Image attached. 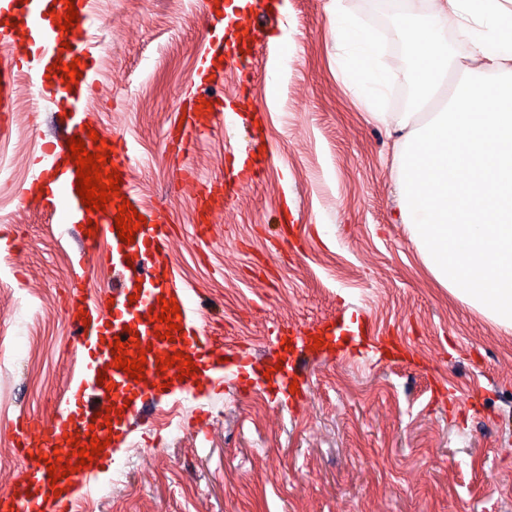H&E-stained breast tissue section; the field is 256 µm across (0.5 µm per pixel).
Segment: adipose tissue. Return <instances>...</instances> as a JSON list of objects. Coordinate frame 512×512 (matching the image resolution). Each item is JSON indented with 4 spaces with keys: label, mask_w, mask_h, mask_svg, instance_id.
Segmentation results:
<instances>
[{
    "label": "adipose tissue",
    "mask_w": 512,
    "mask_h": 512,
    "mask_svg": "<svg viewBox=\"0 0 512 512\" xmlns=\"http://www.w3.org/2000/svg\"><path fill=\"white\" fill-rule=\"evenodd\" d=\"M328 10L339 72L371 119L398 134L400 208L424 267L511 332L512 0H426L400 30L399 76L414 89L403 112L383 105L394 77L374 64L375 35L345 0ZM457 44L464 56L454 53Z\"/></svg>",
    "instance_id": "ef3b65f1"
}]
</instances>
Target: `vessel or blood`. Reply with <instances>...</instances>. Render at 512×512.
<instances>
[{
    "mask_svg": "<svg viewBox=\"0 0 512 512\" xmlns=\"http://www.w3.org/2000/svg\"><path fill=\"white\" fill-rule=\"evenodd\" d=\"M78 18L70 31H62L54 23V14H65V0H0V116L9 117L15 105V84L19 73H26L40 99L47 101L69 115V123L62 138L49 140L41 146V158L46 166L36 183L33 196L36 205L48 210L60 224H92L93 234L82 236L79 265L89 264L95 257L101 237L110 240V255L121 264V282L113 289V306L100 310L97 304L77 292H70L66 309L70 318L78 323V336L74 350L83 360V370L71 385L62 408L47 426L34 418L18 417L13 423L16 448L22 462V475L11 486L0 490V512H73L78 490L83 489L87 469L61 479L62 494H55L48 477L45 460L53 454L72 453V438L81 445H89L91 438L109 440L93 468L111 463L112 454L124 443L128 425L138 412L142 400L162 394L164 389L186 395L196 394L200 385L210 384L212 377L223 370V343L209 336L193 322L194 301L181 288L176 272L165 260L171 227L163 211L146 212V223L135 232L134 243L122 242L115 227V218L122 201H136L135 190L126 175L136 158L135 143L123 136L107 138L111 146L107 166L117 169L123 176L119 197L113 198L105 210L87 211L76 191L77 166L69 158L67 140L75 136L85 141L86 150H94L88 141L90 124L87 120L85 100L95 90L92 75L97 58L88 42L90 29L98 18L92 9V0H74ZM224 17L213 20L214 31L204 50L194 82L202 86L203 101H211V109L192 104L181 129L169 132L168 145L178 154H187L202 128L216 121L230 120L224 110V100L211 97L207 86L213 85L214 58L223 56L224 39L219 32ZM79 59L81 76L74 85H67L61 64ZM257 171L250 161H241L224 175L222 186L206 184L197 203L208 210L215 189H222L225 197H232L238 188L253 181ZM174 299L181 313L179 326L173 338H165L166 326L156 321L160 313L159 298ZM138 333L140 344H129L131 333ZM129 346V358H137L138 348H146L145 377L134 381L125 371L114 366L112 349L115 342ZM183 352L197 366L194 375L180 377L178 367L158 372L156 360L160 356ZM105 384H98V377ZM98 396L102 406H115L111 431H91L95 415L89 406L91 396ZM91 467V468H92Z\"/></svg>",
    "mask_w": 512,
    "mask_h": 512,
    "instance_id": "vessel-or-blood-1",
    "label": "vessel or blood"
}]
</instances>
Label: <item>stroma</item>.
I'll list each match as a JSON object with an SVG mask.
<instances>
[{"mask_svg": "<svg viewBox=\"0 0 512 512\" xmlns=\"http://www.w3.org/2000/svg\"><path fill=\"white\" fill-rule=\"evenodd\" d=\"M329 0H288L262 50L238 52L228 29L217 86L236 125L201 133L177 178L165 138L197 92L191 76L209 24L201 0H93L108 26L88 102L106 135L139 159L129 178L168 213L167 258L206 332L253 355V387L146 405L126 445L77 512H512V332L451 297L423 266L398 209L395 136L370 120L336 67ZM402 67L397 19L419 0H348ZM39 112L32 126L31 112ZM0 135V225L21 246L0 251V448L12 419L58 408L80 359L65 291L107 289L112 266L75 280L74 231L23 203L40 142L60 116L26 77ZM270 148L259 180L200 218L202 182L220 181L255 133ZM320 325L321 348L293 352L297 393L263 376L280 341Z\"/></svg>", "mask_w": 512, "mask_h": 512, "instance_id": "35a3bbf8", "label": "stroma"}]
</instances>
